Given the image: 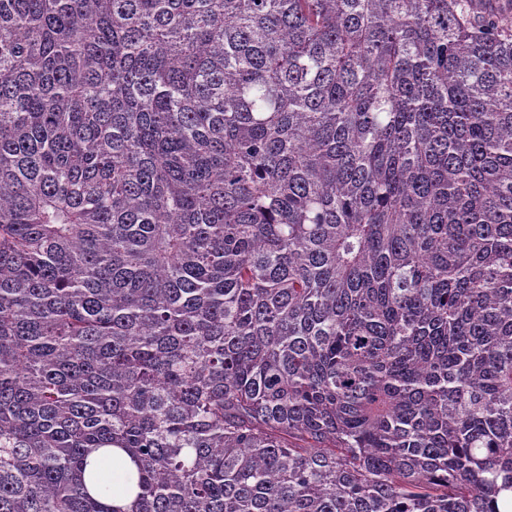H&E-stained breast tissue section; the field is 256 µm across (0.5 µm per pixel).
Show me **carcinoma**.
Masks as SVG:
<instances>
[{
  "label": "carcinoma",
  "instance_id": "cac0c4a2",
  "mask_svg": "<svg viewBox=\"0 0 512 512\" xmlns=\"http://www.w3.org/2000/svg\"><path fill=\"white\" fill-rule=\"evenodd\" d=\"M478 2L0 0V512H500L512 15Z\"/></svg>",
  "mask_w": 512,
  "mask_h": 512
}]
</instances>
